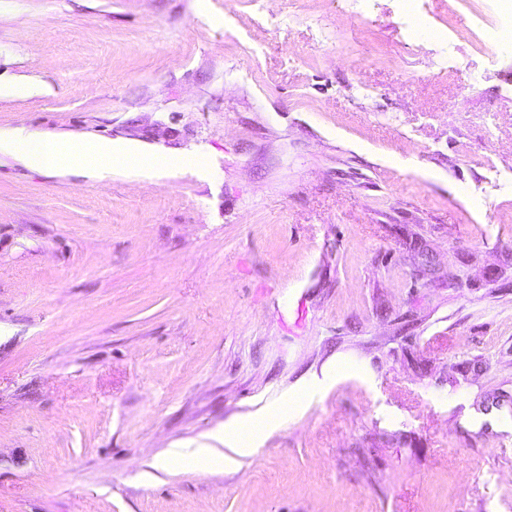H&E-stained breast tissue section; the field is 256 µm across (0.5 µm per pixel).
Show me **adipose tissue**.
<instances>
[{"mask_svg":"<svg viewBox=\"0 0 512 512\" xmlns=\"http://www.w3.org/2000/svg\"><path fill=\"white\" fill-rule=\"evenodd\" d=\"M11 158L21 165L51 175L77 170L87 176L105 177L117 168L166 169L170 160L149 158L137 146L111 140L77 141L65 136H39L24 127L0 128V159ZM278 421V414L267 411L247 422L225 424L217 430L214 445L194 451L195 463L220 461L236 464L237 454L252 450Z\"/></svg>","mask_w":512,"mask_h":512,"instance_id":"ef3b65f1","label":"adipose tissue"}]
</instances>
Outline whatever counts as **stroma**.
<instances>
[{
  "label": "stroma",
  "instance_id": "1",
  "mask_svg": "<svg viewBox=\"0 0 512 512\" xmlns=\"http://www.w3.org/2000/svg\"><path fill=\"white\" fill-rule=\"evenodd\" d=\"M10 0L0 512H512V49L497 0ZM303 399L236 469L167 448ZM21 89L29 95H36L45 93L48 88L44 83L31 81L24 76H13L6 81L0 79V97L15 96ZM30 143L33 149L23 150ZM51 175L78 170L83 175L105 177L115 168L166 169L170 160L147 158L137 146L112 140L77 141L65 136H37L26 127L0 128V159Z\"/></svg>",
  "mask_w": 512,
  "mask_h": 512
}]
</instances>
